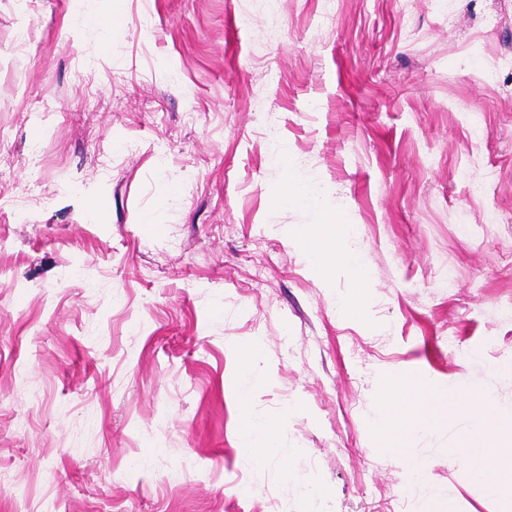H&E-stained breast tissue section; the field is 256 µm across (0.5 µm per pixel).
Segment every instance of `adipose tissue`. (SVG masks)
Wrapping results in <instances>:
<instances>
[{"label":"adipose tissue","mask_w":512,"mask_h":512,"mask_svg":"<svg viewBox=\"0 0 512 512\" xmlns=\"http://www.w3.org/2000/svg\"><path fill=\"white\" fill-rule=\"evenodd\" d=\"M262 343L252 340L244 356L238 396L242 426L239 435L241 454L246 464H258L275 456L277 437L268 422L256 418L251 410L252 393L265 378L259 366ZM446 390L432 387L420 379L396 377L380 398L381 425L387 433L385 448L399 450L406 431L424 434L441 422L443 405L451 404ZM512 426V411L502 409L493 420L481 421L463 445L449 449V456H464L473 481L483 484L490 495H512V445L496 442L494 430Z\"/></svg>","instance_id":"obj_1"}]
</instances>
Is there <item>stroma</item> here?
Wrapping results in <instances>:
<instances>
[{"instance_id": "1", "label": "stroma", "mask_w": 512, "mask_h": 512, "mask_svg": "<svg viewBox=\"0 0 512 512\" xmlns=\"http://www.w3.org/2000/svg\"><path fill=\"white\" fill-rule=\"evenodd\" d=\"M503 56L512 0H0V512H512L448 455L474 390L512 408ZM335 211L365 288L306 252ZM398 375L460 407L390 453ZM282 200L289 205H301V206H317L319 203V197L316 191L312 188L293 184L292 187L284 193L281 197ZM262 343L253 339L244 356L238 396L241 405L242 426L239 435L241 454L248 465L259 464L275 456L277 437L268 422L256 418L251 410L252 393L265 379V371L259 367Z\"/></svg>"}]
</instances>
